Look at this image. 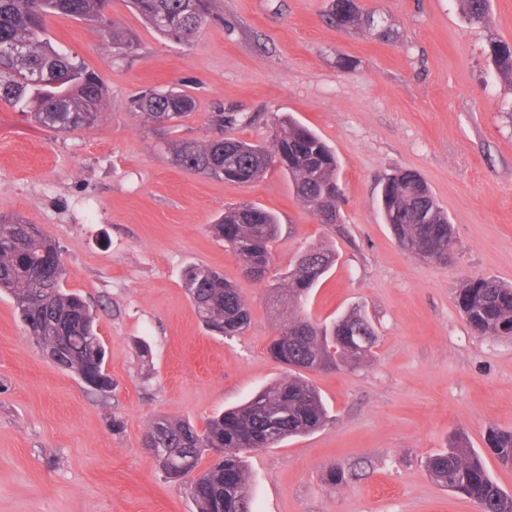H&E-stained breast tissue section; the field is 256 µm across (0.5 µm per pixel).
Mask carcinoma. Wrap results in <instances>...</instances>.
Masks as SVG:
<instances>
[{
    "instance_id": "cac0c4a2",
    "label": "carcinoma",
    "mask_w": 512,
    "mask_h": 512,
    "mask_svg": "<svg viewBox=\"0 0 512 512\" xmlns=\"http://www.w3.org/2000/svg\"><path fill=\"white\" fill-rule=\"evenodd\" d=\"M111 0H0V100L23 112L32 122L59 133L88 129L102 119L106 89L99 75L81 61L57 51L44 37L51 15L79 18L97 25L111 39L112 50L133 47L128 34L116 30L105 14ZM215 0H131L135 11L162 36L191 42L214 15ZM469 23L490 22V0H459ZM329 23L338 30L376 27L357 0H329ZM497 71L512 82V48L490 46ZM136 114L159 127L191 114L195 101L171 88L146 93L133 102ZM213 135L207 141H176L169 145L179 167L210 178L240 184L260 179L275 160L288 174L296 196L322 220L340 217L343 197L340 163L316 133L289 116L278 119L267 145L224 135V128L249 124L252 118L214 112ZM380 208L398 245L417 255L453 248L451 224L422 178L401 169L387 178ZM217 237L239 258L244 276L261 279L271 263V243L279 233L276 217L254 206L231 207L213 225ZM335 255L311 248L277 288L284 322L269 346L273 359L294 368L292 374L256 392L244 404L209 418L203 430L191 423L158 418L147 426L144 447L166 477L187 487L197 512H251L244 454L274 448L288 438L306 435L329 421L318 389L304 372L355 369L373 354L377 342L370 321L351 312L326 326L303 313L311 291L332 266ZM64 264L49 235L32 232L19 219H0V292L12 299L28 335L58 357L59 368L77 375L94 390L107 392L112 381L106 352L97 331L94 310L80 295L63 287ZM187 291L202 322L232 338L250 322L246 301L217 270L192 264L183 272ZM458 303L468 325L480 336L512 337V286L479 277L459 290ZM491 451L503 464L512 463V430L492 429ZM216 460L200 468L205 453ZM430 476L448 490L481 505L482 512H512V495L491 478L483 456L459 434L448 450L430 456Z\"/></svg>"
}]
</instances>
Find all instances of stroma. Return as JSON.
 Returning a JSON list of instances; mask_svg holds the SVG:
<instances>
[{
  "mask_svg": "<svg viewBox=\"0 0 512 512\" xmlns=\"http://www.w3.org/2000/svg\"><path fill=\"white\" fill-rule=\"evenodd\" d=\"M328 3L217 0L220 22L183 44L112 0L113 22L137 38L120 55L95 25L48 17L52 44L103 79L105 115L61 134L0 101V216L58 242L65 289L96 313L112 389L94 391L44 357L0 295V512H195L144 431L160 417L203 425L287 375L269 354L282 322L269 286L313 247L336 261L306 312L330 322L360 310L377 343L357 369L309 372L326 426L247 454L254 512H479L425 468L459 432L512 494V464L487 442L489 430H512V339L474 333L457 305L470 279L512 285V84L488 56L491 44L512 46V0H492L484 27L458 0H358L384 17L389 40L336 30ZM177 83L196 106L174 131L134 113L133 98ZM213 112L254 116L228 133L255 143L270 142L285 114L315 131L341 164L340 223H319L280 169L242 185L174 165L167 142L209 139ZM401 168L448 215V264L403 251L382 220L381 184ZM241 204L282 225L261 282L210 229ZM190 264L241 291L242 334L204 326L182 286ZM336 467L345 480L333 487Z\"/></svg>",
  "mask_w": 512,
  "mask_h": 512,
  "instance_id": "35a3bbf8",
  "label": "stroma"
}]
</instances>
